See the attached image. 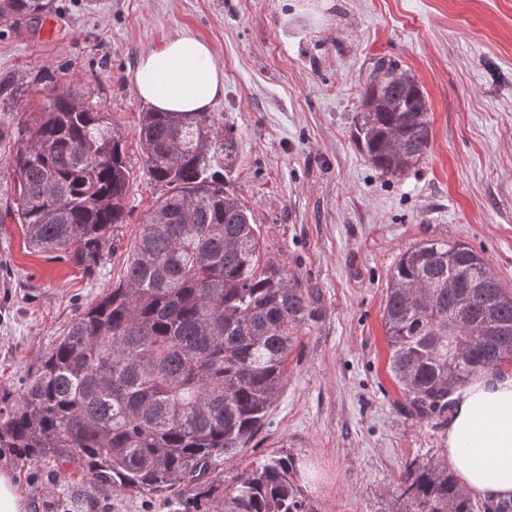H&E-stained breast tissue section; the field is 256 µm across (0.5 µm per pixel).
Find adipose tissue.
<instances>
[{
	"instance_id": "adipose-tissue-1",
	"label": "adipose tissue",
	"mask_w": 512,
	"mask_h": 512,
	"mask_svg": "<svg viewBox=\"0 0 512 512\" xmlns=\"http://www.w3.org/2000/svg\"><path fill=\"white\" fill-rule=\"evenodd\" d=\"M138 97L159 112H205L224 95L209 44L182 34L143 53ZM457 482L491 506L512 502V371L488 370L452 396L445 439Z\"/></svg>"
}]
</instances>
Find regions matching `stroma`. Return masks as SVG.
<instances>
[{"mask_svg":"<svg viewBox=\"0 0 512 512\" xmlns=\"http://www.w3.org/2000/svg\"><path fill=\"white\" fill-rule=\"evenodd\" d=\"M190 34L224 71L212 110L232 129L234 187L267 258L315 288L321 318L242 458H298L314 512H390L406 464L446 461L448 414H415L389 371L383 308L400 255L427 239L469 244L512 289V0H55L0 35V125L37 110L54 80L120 126L128 224L101 274L31 249L0 223V407L80 307L119 280L161 193L144 168L139 57ZM412 74L428 101L430 152L395 178L356 148L375 59ZM29 512H171L190 492L142 498L67 477L0 448Z\"/></svg>","mask_w":512,"mask_h":512,"instance_id":"35a3bbf8","label":"stroma"}]
</instances>
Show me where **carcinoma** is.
<instances>
[{
  "label": "carcinoma",
  "mask_w": 512,
  "mask_h": 512,
  "mask_svg": "<svg viewBox=\"0 0 512 512\" xmlns=\"http://www.w3.org/2000/svg\"><path fill=\"white\" fill-rule=\"evenodd\" d=\"M54 0H0V27L40 21ZM42 111L11 130L9 218L31 246L92 276L127 223L130 172L112 114L43 86ZM357 140L401 176L431 144L428 102L392 61L361 87ZM149 177L164 193L118 283L80 308L0 408V448L134 495L201 490L205 512H313L298 459L233 460L265 426L288 356L321 316L313 292L262 259L261 236L232 188L238 141L210 112L141 113ZM457 288L448 290V280ZM389 367L419 412L448 408L473 376L512 362V293L464 242L401 254L384 308ZM395 512H476L444 463L407 465Z\"/></svg>",
  "instance_id": "1"
}]
</instances>
